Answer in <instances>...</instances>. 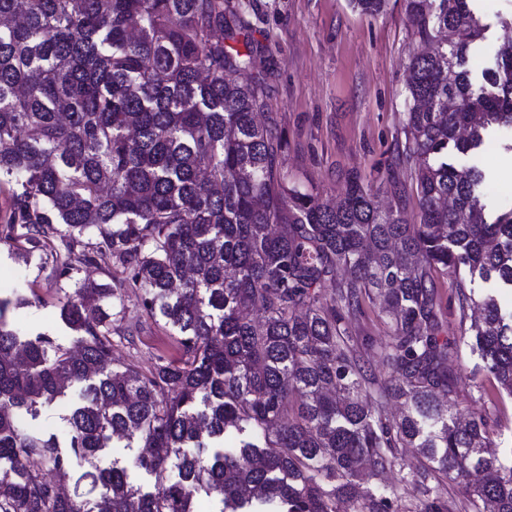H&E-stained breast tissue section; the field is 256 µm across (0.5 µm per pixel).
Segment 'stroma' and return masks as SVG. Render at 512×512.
Masks as SVG:
<instances>
[{"instance_id":"obj_1","label":"stroma","mask_w":512,"mask_h":512,"mask_svg":"<svg viewBox=\"0 0 512 512\" xmlns=\"http://www.w3.org/2000/svg\"><path fill=\"white\" fill-rule=\"evenodd\" d=\"M241 2L247 26L238 40L253 52L265 110L285 139L282 173L331 204L340 201L352 173L383 192L400 185L403 216L419 223L410 172L396 161L404 141L408 63L420 49L402 0H388L386 11L375 16L361 13L350 0ZM474 8L488 26L481 53L469 62L477 72L494 62L502 38L498 19L512 14V0H476ZM510 158L512 131L497 135L480 158L490 175L483 198L488 215L512 210V181H503L498 171L499 161ZM58 286V274L40 249H31L21 261L0 245V294L15 290L40 298L39 304L11 312L10 320L69 345L75 335L59 318ZM124 316L134 340L120 342V362L145 370L157 355L177 358L164 321L147 318L133 300L126 302ZM347 322L364 341L365 363L381 373L378 347L389 329L379 302H364ZM452 369L460 377L455 411L489 412L501 424L500 447L512 448V401L485 398L492 385L469 348H462Z\"/></svg>"}]
</instances>
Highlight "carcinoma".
I'll use <instances>...</instances> for the list:
<instances>
[{"label":"carcinoma","instance_id":"obj_1","mask_svg":"<svg viewBox=\"0 0 512 512\" xmlns=\"http://www.w3.org/2000/svg\"><path fill=\"white\" fill-rule=\"evenodd\" d=\"M353 2L374 16L388 0ZM403 3L431 44L408 66L397 154L418 224L357 175L331 206L281 173L230 0H0V243L50 247L76 333L31 337L7 312L34 299L0 298V512H195L202 495L216 512H448L445 480L468 512H512L499 425L449 413L459 350L432 277L512 290V210L488 221L485 173L455 162L512 127V45L476 80L474 0ZM457 288L461 333L512 399V314ZM374 296L390 329L378 377L346 321ZM132 297L173 331L177 359L113 366ZM73 387L66 447L24 428ZM116 438L137 442L153 490L99 465ZM401 448L427 462L412 481ZM387 470L396 484H372Z\"/></svg>","mask_w":512,"mask_h":512}]
</instances>
